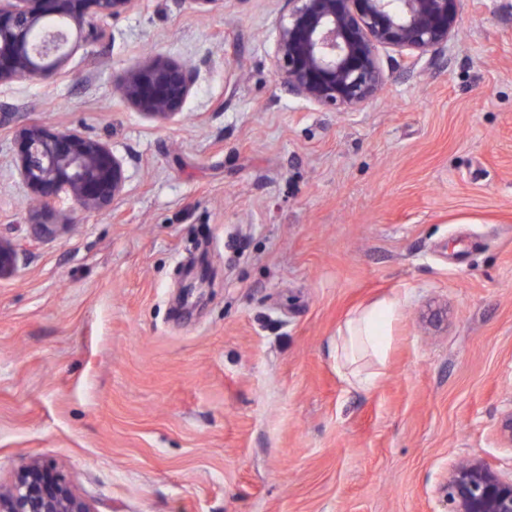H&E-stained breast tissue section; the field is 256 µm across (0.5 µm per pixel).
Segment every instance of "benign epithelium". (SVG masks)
<instances>
[{
    "label": "benign epithelium",
    "mask_w": 512,
    "mask_h": 512,
    "mask_svg": "<svg viewBox=\"0 0 512 512\" xmlns=\"http://www.w3.org/2000/svg\"><path fill=\"white\" fill-rule=\"evenodd\" d=\"M135 0H0V84L42 80L69 56L68 37L36 43L32 34L48 17L69 20L76 31L93 28L128 9ZM270 38L272 67L283 92L324 112H350L377 99L388 75L381 51L402 62L437 65V53L456 35L464 0H282ZM195 85L194 69L147 58L119 82V95L139 111L168 121L180 114ZM17 172L41 204L40 230L54 202L69 200L73 212L108 207L123 193V160L105 144L42 125L17 131ZM17 263L14 245L0 238V279ZM448 512H512V473L505 475L477 456L448 469ZM0 512H95L64 479L47 476L36 460L23 462L0 483Z\"/></svg>",
    "instance_id": "benign-epithelium-1"
}]
</instances>
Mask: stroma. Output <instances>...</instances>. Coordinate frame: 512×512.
<instances>
[{"label": "stroma", "instance_id": "stroma-1", "mask_svg": "<svg viewBox=\"0 0 512 512\" xmlns=\"http://www.w3.org/2000/svg\"><path fill=\"white\" fill-rule=\"evenodd\" d=\"M281 7L137 0L0 85L1 482L35 459L95 512H448L454 460L512 470V0H465L439 65L385 60L352 112L280 89ZM149 53L196 70L167 122L116 91ZM23 123L109 146L122 196L40 233ZM390 296L352 388L336 335Z\"/></svg>", "mask_w": 512, "mask_h": 512}]
</instances>
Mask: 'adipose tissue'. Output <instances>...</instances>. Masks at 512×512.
Listing matches in <instances>:
<instances>
[{"instance_id": "adipose-tissue-1", "label": "adipose tissue", "mask_w": 512, "mask_h": 512, "mask_svg": "<svg viewBox=\"0 0 512 512\" xmlns=\"http://www.w3.org/2000/svg\"><path fill=\"white\" fill-rule=\"evenodd\" d=\"M399 310V300L386 297L362 309L339 330L336 365L351 386L366 389L374 385L375 374L363 372L361 363L368 357L386 361Z\"/></svg>"}]
</instances>
